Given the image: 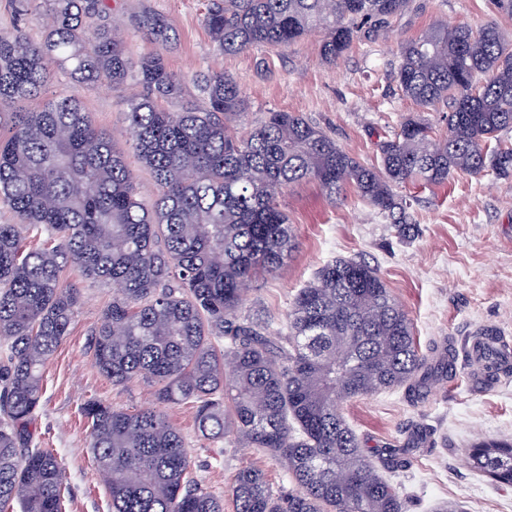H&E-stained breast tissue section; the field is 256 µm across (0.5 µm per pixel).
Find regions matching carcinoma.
Segmentation results:
<instances>
[{
    "label": "carcinoma",
    "instance_id": "carcinoma-1",
    "mask_svg": "<svg viewBox=\"0 0 512 512\" xmlns=\"http://www.w3.org/2000/svg\"><path fill=\"white\" fill-rule=\"evenodd\" d=\"M412 0H210L205 24L227 54L287 46L312 32L320 55L340 59L353 41L386 27ZM46 19L35 40L0 31V512H62L67 478L52 450L32 448L42 369L74 317L78 291L67 267L119 288L95 333L99 372L114 385L158 384L155 400L192 403L198 432L233 437L284 466L297 489L273 493L263 470L240 469L235 512H405V501L365 454L340 405L405 387L416 392L453 376L455 356L433 364L377 271L364 261L323 265L295 295L287 332L239 316L250 284L274 273L296 247L279 195L303 180L329 195L344 187L405 233L410 204L393 188L442 185L487 168L512 172V148L484 145L512 129V40L498 27L434 25L401 44L399 88L419 108L448 109L439 136L420 117L380 144L368 167L304 116L271 111L247 131L237 80L222 72L185 85L161 52L135 58L117 26L98 23L103 0H23ZM79 85L135 86L126 101L138 161L158 187L148 209L112 135L96 127L74 94L43 99L53 68ZM178 102L172 111L165 104ZM41 227L50 237L25 245ZM224 342L216 347L213 341ZM491 378L512 373V349L492 330L475 338ZM87 447L111 512H224V499L191 477L184 437L168 415L89 400ZM467 459L512 485V442L483 438Z\"/></svg>",
    "mask_w": 512,
    "mask_h": 512
}]
</instances>
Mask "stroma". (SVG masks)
<instances>
[{"instance_id":"stroma-1","label":"stroma","mask_w":512,"mask_h":512,"mask_svg":"<svg viewBox=\"0 0 512 512\" xmlns=\"http://www.w3.org/2000/svg\"><path fill=\"white\" fill-rule=\"evenodd\" d=\"M208 3L105 0L100 21L119 19L133 56L161 51L188 96H196L200 75L225 72L246 95V123L271 110L303 114L368 166L380 162V141L393 137L417 110L396 80L404 40L435 23L474 28L493 23L512 34V17L493 0H413L407 13L371 38L355 41L332 64L322 60L315 34L285 48L255 46L228 55L206 29ZM148 16L161 22L165 41L154 42L143 28ZM51 91L78 94L95 125L110 131L124 152L141 200L152 203L155 182L138 162L127 132L129 89L76 87L60 72ZM396 192L412 203L414 230L406 237L353 188L331 199L313 181L288 187L281 207L297 245L279 272L253 281L241 313L270 329L284 328L295 294L323 264L338 258L368 263L411 319L421 354L432 358L454 349L455 374L429 383L416 396L394 388L348 400L342 405L344 418L366 454L406 449L409 465L386 476L398 487L407 512H432L446 501L462 505L465 512H512V486L491 481L465 459L477 438L512 440V376L491 381L475 375L469 358L472 336L487 328L512 346V174L488 171L479 177L456 176L444 185L405 184ZM61 283L77 289L79 303L67 336L42 371L32 445L52 449L66 469L65 512H110L87 447L89 427L81 407L93 399L138 410L152 405L154 386L141 378L113 385L95 366L92 339L112 302V286L85 279L70 267L62 272ZM167 413L190 451L194 479L223 498L224 512H234L229 489L245 466L264 470L273 490H291L282 465L262 451L204 439L192 404L170 407Z\"/></svg>"}]
</instances>
